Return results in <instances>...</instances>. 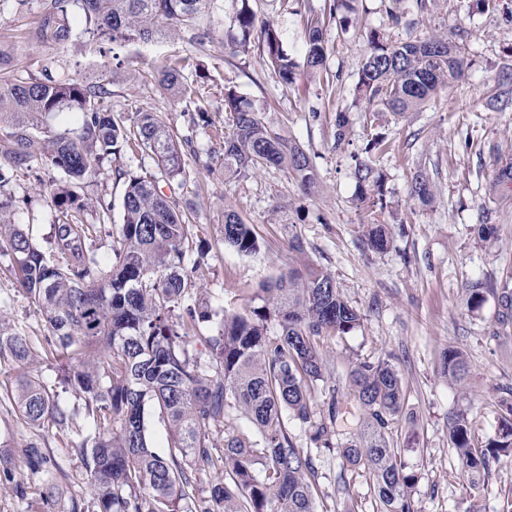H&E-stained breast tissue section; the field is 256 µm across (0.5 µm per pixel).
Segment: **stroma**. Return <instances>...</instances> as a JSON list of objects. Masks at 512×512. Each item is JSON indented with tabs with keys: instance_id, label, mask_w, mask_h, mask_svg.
<instances>
[{
	"instance_id": "obj_1",
	"label": "stroma",
	"mask_w": 512,
	"mask_h": 512,
	"mask_svg": "<svg viewBox=\"0 0 512 512\" xmlns=\"http://www.w3.org/2000/svg\"><path fill=\"white\" fill-rule=\"evenodd\" d=\"M48 0H10L0 15V46L13 58L8 74L39 77L69 73L76 78L108 72L109 103L114 117L127 119L140 110H162L177 134L188 136L183 163L188 173L172 194L191 202L193 241L202 246L207 268L201 281L213 307L241 309L247 296L304 263L331 275L349 303L362 314L361 327L325 340L322 352L336 383V402L344 417L337 426L352 435L353 399L347 387L349 369L360 361L388 359L402 378L406 415L392 426L394 441L407 447L405 459L417 475L411 490L415 512H512V452L493 463L483 488L472 489L448 446V412L467 407L476 436L494 437L501 402H512V322L501 321L502 292H512V184L498 180V170L512 162V109L493 102L499 66L512 57V0L478 12L473 0H428L426 10L405 0L400 25H392L384 0H352L348 29L329 24L325 31V66L319 74L300 71L295 83L282 85L262 65L257 53L233 56L224 48V32L233 23L236 5L224 0L214 16L213 33L204 45L183 37L164 36L150 43L112 44L76 35L61 48L45 45L31 33ZM330 0H249L256 29L271 24L282 33L283 47L303 61V20L323 12ZM466 29L467 68L458 81L403 117L385 115L392 148L378 166L386 175L387 208L375 214L359 207L353 153L367 136L362 117H355L349 140L337 144L335 116L348 108L359 69L368 52V36L378 29L393 39L453 36ZM184 62V74L198 87L199 102L163 98L153 78L156 70ZM239 95L262 112L266 121L295 140L310 155L318 174L315 193L278 168L228 179L217 165L221 146L211 130L193 121L205 108L215 126L227 127L224 90ZM153 158L137 152L104 163L80 191L87 207L84 223L99 227L88 246L106 255L117 241L122 222L121 199L128 175L155 171ZM426 172L437 192L424 205L411 198L415 172ZM0 198L10 199L16 220L29 227L39 246H46L57 210L48 187L64 175L38 161L22 165L0 156ZM234 209L254 229L259 251L243 255L225 246L220 227L225 209ZM387 225L391 243L385 251L368 250L363 225ZM492 225L481 236L477 227ZM298 236L303 253L289 251ZM7 251L0 249V320L29 336L34 356L27 369L54 384L62 361L50 350L43 319L16 288ZM486 283L479 309L467 306L466 285ZM456 347L466 352L471 373L466 391L441 371L442 354ZM19 369L0 357V448L12 451V481H0V512H43L42 481L29 470L21 453L28 443L53 451L77 495H88L86 476L77 474L67 450L79 441L35 431L14 413L3 383ZM317 512H380L372 475L343 468L338 453L324 452L317 462ZM25 495H17L14 484Z\"/></svg>"
}]
</instances>
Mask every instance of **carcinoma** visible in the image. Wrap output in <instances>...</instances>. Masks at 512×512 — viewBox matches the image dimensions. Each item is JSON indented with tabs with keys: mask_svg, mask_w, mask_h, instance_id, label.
Here are the masks:
<instances>
[{
	"mask_svg": "<svg viewBox=\"0 0 512 512\" xmlns=\"http://www.w3.org/2000/svg\"><path fill=\"white\" fill-rule=\"evenodd\" d=\"M345 0H331L328 14L306 17L305 64L309 72L323 68L326 20L337 18ZM219 10L218 0H50L36 29L37 38L63 44L80 31L107 42H149L164 33L189 31V41L202 45L211 30L197 25ZM254 16L236 12L224 47L231 55L250 49ZM465 34L448 38L393 40L373 30L369 52L354 88L355 105L377 127L379 112H415L464 72ZM259 57L285 85L294 83L298 64L283 49L280 31L261 32ZM164 95H194L179 65L156 72ZM106 75L94 81L69 76L1 78L0 116L17 121L5 134L0 154L19 163L40 158L62 171L68 184L50 190L59 216L54 225L52 256L33 243L15 222L10 205L0 201V248L10 251L19 289L45 321L53 351L66 360L61 381L84 402L87 428L71 449L89 480L92 503L66 496L54 454L31 443L23 449L29 466L45 476L44 505L62 512H316L317 470L313 453L296 445L288 432L293 420L316 452L338 450L342 464L375 477L381 512H414L411 488L417 475L394 445L392 425L404 412L405 397L397 370L385 359L360 362L348 372L356 402V433L337 439L340 411L336 386L328 384L319 343L343 336L361 325L353 307L324 271L306 265L259 288L242 310L219 314L197 282L201 265L187 267L192 250L191 225L178 201L166 196L160 182L186 176L183 145L159 111L134 113L131 124L112 117ZM496 102L512 106V64L502 66ZM224 111L231 132L223 140L224 175L246 176L260 168L281 167L307 190L317 171L301 145L274 131L252 104L228 87ZM58 112L76 114L72 128H42ZM351 128L350 115L335 118L336 144ZM391 148L387 134L366 139L356 157L354 174L362 202L384 209L385 174L377 161ZM155 157L159 174L130 175L123 195V223L117 244L104 258L87 247L95 228L80 218L85 210L77 192L82 181L100 171L102 162L126 150ZM435 184L423 172L411 181V197L429 203ZM364 245L385 250L390 236L384 224H365ZM224 244L251 254L259 241L250 225L233 209L224 210ZM218 321L205 337L208 360L190 345L189 333ZM25 364L33 356L28 336L0 322V356ZM448 379L464 382L469 364L461 349L442 358ZM16 416L36 430L68 433L77 411L55 400L38 377L23 373L6 389ZM330 396L327 410H316V394ZM157 413L168 425L166 451L153 450L146 435L145 414ZM244 419L254 437L239 433ZM224 427V447L217 448L211 427ZM448 446L470 486L477 490L500 453L512 451V403L502 404L496 437L475 446L467 408L448 412ZM212 475L209 495H202L199 466Z\"/></svg>",
	"mask_w": 512,
	"mask_h": 512,
	"instance_id": "carcinoma-1",
	"label": "carcinoma"
}]
</instances>
